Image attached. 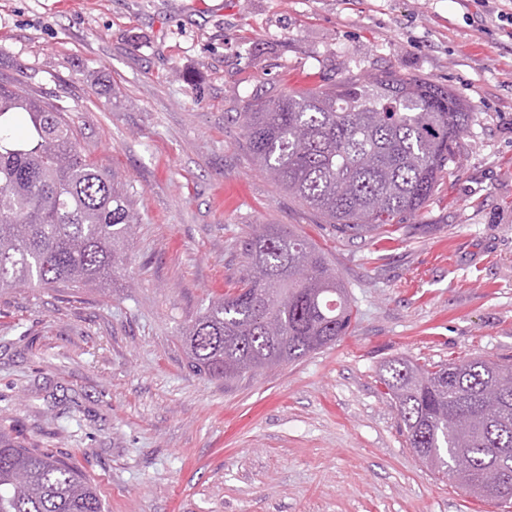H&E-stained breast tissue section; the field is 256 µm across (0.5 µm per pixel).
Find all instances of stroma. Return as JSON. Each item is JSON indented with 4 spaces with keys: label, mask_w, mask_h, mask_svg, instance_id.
<instances>
[{
    "label": "stroma",
    "mask_w": 512,
    "mask_h": 512,
    "mask_svg": "<svg viewBox=\"0 0 512 512\" xmlns=\"http://www.w3.org/2000/svg\"><path fill=\"white\" fill-rule=\"evenodd\" d=\"M383 72L473 114L411 226L349 241L252 162L235 116ZM59 97L141 222L96 290L0 295V427L76 467L105 512H501L421 464L384 364H512V37L457 0H0V81ZM324 251L354 319L245 379L189 370L182 328L242 269L253 225Z\"/></svg>",
    "instance_id": "1"
}]
</instances>
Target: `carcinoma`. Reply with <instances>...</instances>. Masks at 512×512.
Wrapping results in <instances>:
<instances>
[{
    "label": "carcinoma",
    "instance_id": "cac0c4a2",
    "mask_svg": "<svg viewBox=\"0 0 512 512\" xmlns=\"http://www.w3.org/2000/svg\"><path fill=\"white\" fill-rule=\"evenodd\" d=\"M67 112L0 82V293L100 287L127 259L139 214L125 184L82 154ZM470 117L455 93L382 73L293 90L247 106L238 121L249 154L284 192L363 240L401 229L455 173ZM240 251L241 276L181 333L192 371L239 380L346 335L348 293L315 244L262 224ZM380 383L433 473L487 504L485 472L512 486V365L394 358ZM0 512L103 505L75 467L0 430Z\"/></svg>",
    "mask_w": 512,
    "mask_h": 512
}]
</instances>
